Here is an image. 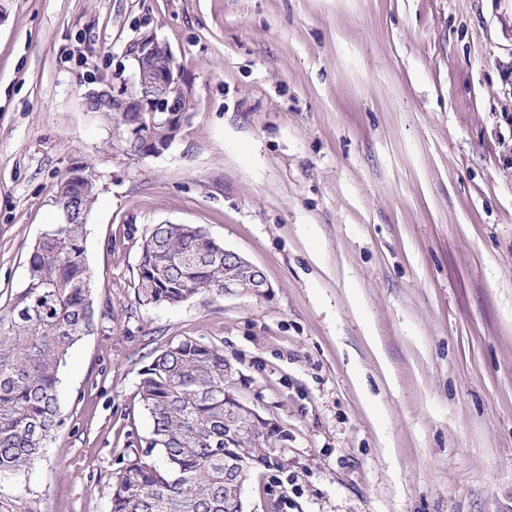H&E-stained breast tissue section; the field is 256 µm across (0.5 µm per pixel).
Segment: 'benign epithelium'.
Here are the masks:
<instances>
[{
  "mask_svg": "<svg viewBox=\"0 0 512 512\" xmlns=\"http://www.w3.org/2000/svg\"><path fill=\"white\" fill-rule=\"evenodd\" d=\"M133 56L137 78L132 88L89 90L84 94V105L89 112L99 107L119 113L125 125L126 141L145 140L151 143L150 151L156 152L168 142L150 136L142 113H149L173 135L185 123L190 96L171 51L154 35H143L134 47ZM224 259L234 261L238 270L237 275L224 280V295L266 297L271 293L272 285L260 268L229 249L224 250Z\"/></svg>",
  "mask_w": 512,
  "mask_h": 512,
  "instance_id": "benign-epithelium-1",
  "label": "benign epithelium"
}]
</instances>
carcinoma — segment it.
<instances>
[{
  "mask_svg": "<svg viewBox=\"0 0 512 512\" xmlns=\"http://www.w3.org/2000/svg\"><path fill=\"white\" fill-rule=\"evenodd\" d=\"M80 169L86 177H62L53 202L77 197L81 223L48 225L30 252L24 287L0 314V479L29 471L43 456L63 423L59 386L69 351L112 318V306L96 308L85 249L98 180L90 166ZM233 272L224 246L204 227L154 224L141 237L135 300L155 307L222 296ZM227 364L219 348L186 339L141 370L138 395L152 429L145 447L122 456L109 512H243L237 484L283 465L286 454L270 453L279 431L269 422L224 447V418L240 401Z\"/></svg>",
  "mask_w": 512,
  "mask_h": 512,
  "instance_id": "cac0c4a2",
  "label": "carcinoma"
}]
</instances>
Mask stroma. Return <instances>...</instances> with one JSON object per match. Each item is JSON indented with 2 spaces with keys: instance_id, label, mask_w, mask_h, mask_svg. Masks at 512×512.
Segmentation results:
<instances>
[{
  "instance_id": "stroma-1",
  "label": "stroma",
  "mask_w": 512,
  "mask_h": 512,
  "mask_svg": "<svg viewBox=\"0 0 512 512\" xmlns=\"http://www.w3.org/2000/svg\"><path fill=\"white\" fill-rule=\"evenodd\" d=\"M167 44L191 117L130 157L83 95ZM93 167L86 254L112 317L70 350L64 424L7 512H109L150 420L141 369L223 350L283 470L245 512H512V0H0V312ZM198 224L270 296L146 308L143 232Z\"/></svg>"
}]
</instances>
